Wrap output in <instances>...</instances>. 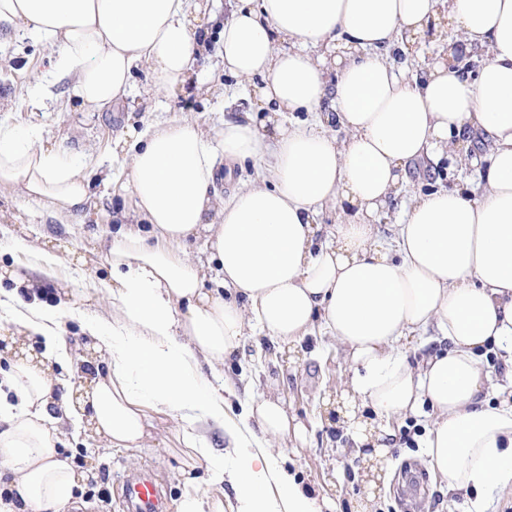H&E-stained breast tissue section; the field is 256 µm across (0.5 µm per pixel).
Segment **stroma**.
<instances>
[{
	"instance_id": "1",
	"label": "stroma",
	"mask_w": 512,
	"mask_h": 512,
	"mask_svg": "<svg viewBox=\"0 0 512 512\" xmlns=\"http://www.w3.org/2000/svg\"><path fill=\"white\" fill-rule=\"evenodd\" d=\"M454 31L427 37L408 53H393L395 64L407 76H414L454 41ZM50 49L37 41L10 38L0 40V121L21 128L41 126L46 142L57 143L73 153H90L99 161L93 172L96 196L78 223L63 224L47 215L41 204L14 189H0V264H29L32 250L50 244L57 276L40 278L41 288L50 293L51 303H63L69 363L60 372L73 380L92 351L81 332V321L104 314L108 304L111 270L105 242L114 228L113 214L124 206L113 195L112 182L126 176L122 161L113 159L112 142L128 128L143 123L187 115L210 131L225 121L244 117L252 111L249 82L224 72L216 55L200 59L185 92H160L148 72L140 70L131 79V93L111 109L97 111L68 100L65 84L50 87L44 108L28 105V91L35 68L42 65ZM407 196L420 192L460 186L475 175L474 167L457 157L413 162L409 168ZM224 373L244 377L255 390H272L285 400L289 416L306 430L304 440L286 437L280 447L287 465L298 479L325 490L336 501L339 512H353L361 492L357 472L359 460L352 439L340 426L332 425V404L346 400V382L352 363L346 348L323 330L307 338L303 348L285 362L273 344L262 352L247 348L244 357L225 362ZM432 426L431 410L404 415L393 422L398 435L392 451L393 475L379 487L376 512H469L463 496L449 494L424 463L425 441ZM69 445L80 457L91 478L82 487L79 512H129L121 490L123 475L152 470L162 486L167 504L173 503L187 485L199 494L210 493L209 470L205 463L190 464L178 439V426L169 416L154 418L147 446L137 452L123 448L103 449L91 435L87 422L72 426ZM107 489L100 497L99 489Z\"/></svg>"
}]
</instances>
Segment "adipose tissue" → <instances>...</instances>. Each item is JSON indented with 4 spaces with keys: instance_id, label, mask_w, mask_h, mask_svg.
Segmentation results:
<instances>
[{
    "instance_id": "ef3b65f1",
    "label": "adipose tissue",
    "mask_w": 512,
    "mask_h": 512,
    "mask_svg": "<svg viewBox=\"0 0 512 512\" xmlns=\"http://www.w3.org/2000/svg\"><path fill=\"white\" fill-rule=\"evenodd\" d=\"M189 0H0V35L51 49L36 82L69 84L82 105L109 109L135 69L159 91L190 81L211 42L225 72L261 78L256 110L218 137L182 117L127 129L128 200L107 243L108 315L87 332L103 364L81 398L56 378L66 354L60 309L13 296L0 311L21 350L0 380V494L7 512H71L85 470L63 456V421L87 413L109 448H141L151 417L179 424L218 490L186 492L176 512H333L298 481L273 445L300 436L280 397L239 394L216 368L251 336L300 342L322 327L347 345L348 387L370 412L351 421L356 455L384 481L394 418L430 405L425 464L470 512L512 494V398L483 359L512 381V0H231L220 30L192 26ZM448 23L465 51L483 50L476 75L439 59L409 78L386 52ZM314 119L284 125V113ZM347 136L337 140L334 125ZM480 136L491 144L475 180L417 195L383 238L379 220L431 162ZM259 166L250 187L220 196L223 167ZM93 155L45 145L42 130L0 122V188H16L57 216L84 214ZM339 218L324 227L325 211ZM204 239L205 263L182 246ZM437 328L447 352L410 363L402 340ZM220 427L226 450L202 430Z\"/></svg>"
}]
</instances>
